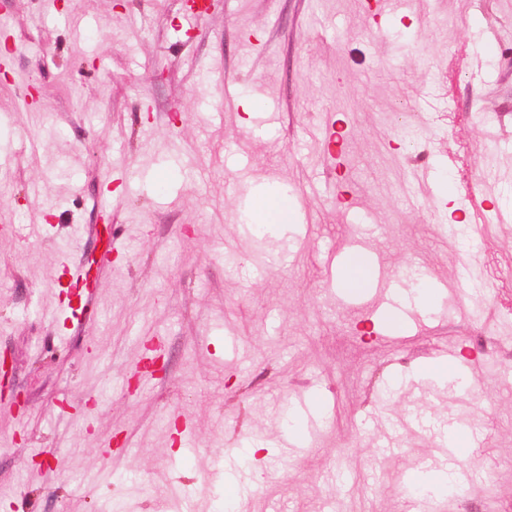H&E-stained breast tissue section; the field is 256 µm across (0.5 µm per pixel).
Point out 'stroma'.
Wrapping results in <instances>:
<instances>
[{
  "label": "stroma",
  "instance_id": "stroma-1",
  "mask_svg": "<svg viewBox=\"0 0 512 512\" xmlns=\"http://www.w3.org/2000/svg\"><path fill=\"white\" fill-rule=\"evenodd\" d=\"M410 6L380 29L365 0H214L188 35L183 0H0V358L25 402L0 399V512H414L406 475L454 466L468 493L431 512H512V355L487 357L512 318L475 315L512 310V0ZM260 191L295 222L254 223ZM355 249L361 297L337 286ZM299 396L324 425L293 457Z\"/></svg>",
  "mask_w": 512,
  "mask_h": 512
}]
</instances>
